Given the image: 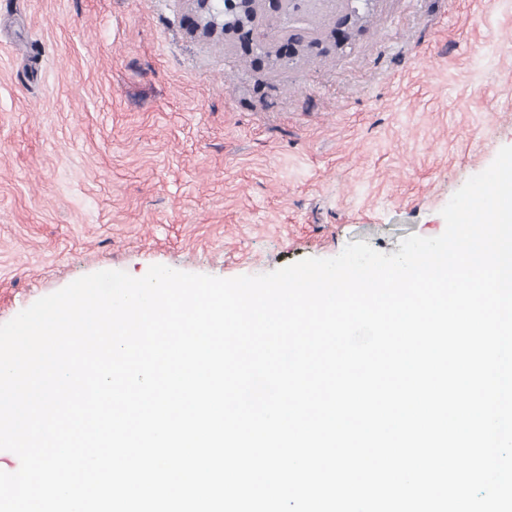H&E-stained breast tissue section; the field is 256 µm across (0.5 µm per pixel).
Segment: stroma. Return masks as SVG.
<instances>
[{
  "mask_svg": "<svg viewBox=\"0 0 512 512\" xmlns=\"http://www.w3.org/2000/svg\"><path fill=\"white\" fill-rule=\"evenodd\" d=\"M312 0L296 57L191 0H0V324L79 277L220 278L443 233L512 145V0Z\"/></svg>",
  "mask_w": 512,
  "mask_h": 512,
  "instance_id": "1",
  "label": "stroma"
}]
</instances>
